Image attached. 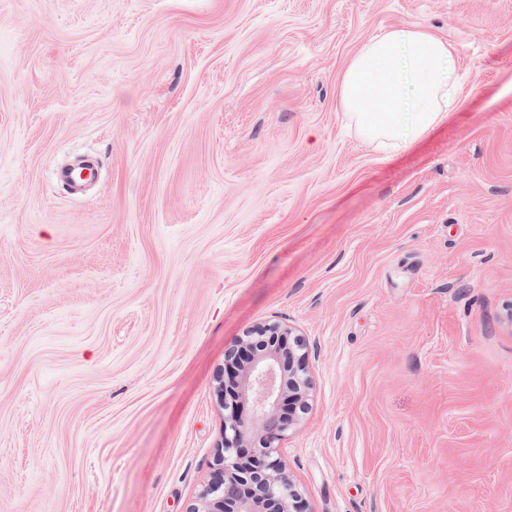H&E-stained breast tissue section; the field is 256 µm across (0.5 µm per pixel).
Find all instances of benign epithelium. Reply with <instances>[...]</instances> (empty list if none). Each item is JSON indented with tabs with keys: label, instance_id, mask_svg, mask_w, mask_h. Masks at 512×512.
Returning <instances> with one entry per match:
<instances>
[{
	"label": "benign epithelium",
	"instance_id": "benign-epithelium-1",
	"mask_svg": "<svg viewBox=\"0 0 512 512\" xmlns=\"http://www.w3.org/2000/svg\"><path fill=\"white\" fill-rule=\"evenodd\" d=\"M291 327L266 322L247 334L250 355H225L215 391L224 427L211 478L186 512H308L294 488L282 442L294 424L293 407H307L310 377L301 339Z\"/></svg>",
	"mask_w": 512,
	"mask_h": 512
}]
</instances>
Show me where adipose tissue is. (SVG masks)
<instances>
[{
    "instance_id": "adipose-tissue-1",
    "label": "adipose tissue",
    "mask_w": 512,
    "mask_h": 512,
    "mask_svg": "<svg viewBox=\"0 0 512 512\" xmlns=\"http://www.w3.org/2000/svg\"><path fill=\"white\" fill-rule=\"evenodd\" d=\"M458 79L451 45L410 25L371 38L351 58L341 76V102L365 137L410 143L452 111Z\"/></svg>"
}]
</instances>
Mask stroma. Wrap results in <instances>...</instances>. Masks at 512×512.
<instances>
[{
  "label": "stroma",
  "mask_w": 512,
  "mask_h": 512,
  "mask_svg": "<svg viewBox=\"0 0 512 512\" xmlns=\"http://www.w3.org/2000/svg\"><path fill=\"white\" fill-rule=\"evenodd\" d=\"M414 24L454 108L382 148L340 78ZM270 320L311 512H512V0H0V512H185Z\"/></svg>",
  "instance_id": "35a3bbf8"
}]
</instances>
